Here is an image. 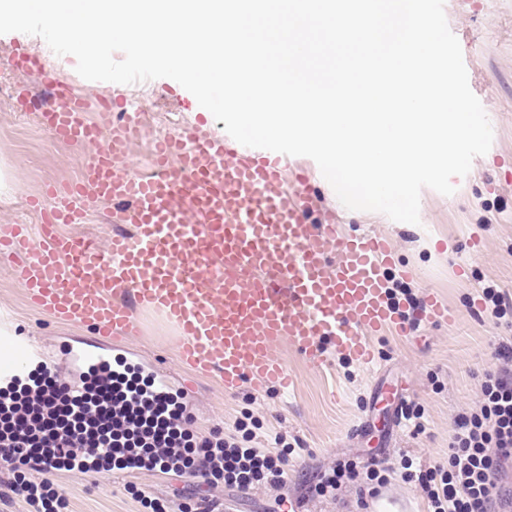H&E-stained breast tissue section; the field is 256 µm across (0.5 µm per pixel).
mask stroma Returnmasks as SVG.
<instances>
[{"mask_svg": "<svg viewBox=\"0 0 512 512\" xmlns=\"http://www.w3.org/2000/svg\"><path fill=\"white\" fill-rule=\"evenodd\" d=\"M444 10L461 45L469 86L493 129L490 150L474 159L467 176L453 178V195L423 189L419 224L400 223L344 207L311 158L290 156L286 162L311 180L309 223L335 221L346 234L369 231L388 237L397 259L390 286L408 289L416 299L434 292L454 314V325L426 329L421 346L392 330L373 337L378 359L371 370L335 357L315 369L285 343L281 353L295 379L289 391L271 387L256 393L246 385L228 393L217 379L183 369L175 329L136 308L142 334L131 345L144 357L182 372L193 384L186 406L195 430L206 434L220 429L232 435L242 422L255 446L270 445L272 436L283 435L294 448L287 485L278 490L260 485L245 495L209 485L190 492L183 478L159 471L119 479L56 471L51 479L65 492L67 512H142L144 495L163 500L167 512H186L193 494L223 503L230 512H269L278 499L301 500L306 512H354L357 493L352 486L333 501L306 497L309 485L336 461L405 453L425 469L446 460L452 418L477 401L496 337L512 336L511 326L488 318L482 295L488 285L512 292V0H445ZM2 50L40 57L57 78L89 99L144 108L147 132L121 160L123 169L147 172L150 150L166 133L188 128L207 136L225 134L224 122L174 80L130 85L88 81L76 73L73 56L55 55L42 38L19 32L0 35ZM94 150L91 144H59L36 113L0 108V163L20 173L15 196L0 203V224H40V213L27 207V199L45 200L47 185L79 180ZM10 265L8 255L0 253V306L10 310L17 331L55 346L92 336L87 326L64 324L38 310L11 277ZM404 400L424 408L425 433L417 435L397 424L398 405Z\"/></svg>", "mask_w": 512, "mask_h": 512, "instance_id": "obj_1", "label": "stroma"}]
</instances>
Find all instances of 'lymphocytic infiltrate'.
<instances>
[{
  "label": "lymphocytic infiltrate",
  "mask_w": 512,
  "mask_h": 512,
  "mask_svg": "<svg viewBox=\"0 0 512 512\" xmlns=\"http://www.w3.org/2000/svg\"><path fill=\"white\" fill-rule=\"evenodd\" d=\"M493 357L477 405L452 419L446 462L422 470L406 455L394 466L347 458L320 473L310 494L332 498L353 484L373 497L397 472L405 482L418 483L427 512H502L512 500L502 485L512 463V336L500 337ZM191 424L181 407L137 378L120 379L105 368L75 398L67 382L47 370L34 387L0 393V459L15 464L11 490L32 512H64L66 499L53 482L32 475L43 468L75 470L78 448L92 466L129 474L173 472L220 481L242 494L260 484L285 485L292 448L282 436H275L271 450L245 447L217 430L200 435Z\"/></svg>",
  "instance_id": "obj_1"
}]
</instances>
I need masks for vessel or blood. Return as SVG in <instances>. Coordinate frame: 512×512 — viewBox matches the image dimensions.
<instances>
[{
  "label": "vessel or blood",
  "instance_id": "obj_1",
  "mask_svg": "<svg viewBox=\"0 0 512 512\" xmlns=\"http://www.w3.org/2000/svg\"><path fill=\"white\" fill-rule=\"evenodd\" d=\"M11 63L50 93L38 102L18 91V111L39 110L59 143L97 147L80 182L48 189L51 206L38 228L0 225V252H9L10 272L27 296L57 320L95 329L93 338L60 347L65 364L88 370L108 362L116 339L139 335L134 307L144 302L178 331L181 363L218 377L228 392L246 384L257 392L290 389L285 343L316 369L331 351L370 366L371 337L391 329L418 343L424 329L453 322L435 294L416 305L391 299L386 237L308 223L309 181L299 176L286 187L279 160L183 130L158 141L151 174L118 169L139 129L134 112L103 130L87 114L110 117L111 103L77 95L34 57L16 54ZM103 200L118 207L124 224L106 242L58 233ZM38 350L1 328L0 380L24 373ZM134 364L157 394L172 392L168 370L140 358Z\"/></svg>",
  "mask_w": 512,
  "mask_h": 512
}]
</instances>
